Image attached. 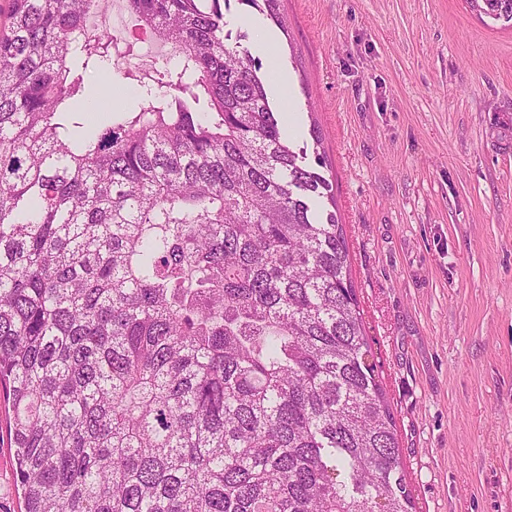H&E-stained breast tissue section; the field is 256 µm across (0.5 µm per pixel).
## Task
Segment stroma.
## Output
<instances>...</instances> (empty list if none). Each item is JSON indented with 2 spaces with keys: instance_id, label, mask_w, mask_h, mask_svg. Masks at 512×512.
Wrapping results in <instances>:
<instances>
[{
  "instance_id": "1",
  "label": "stroma",
  "mask_w": 512,
  "mask_h": 512,
  "mask_svg": "<svg viewBox=\"0 0 512 512\" xmlns=\"http://www.w3.org/2000/svg\"><path fill=\"white\" fill-rule=\"evenodd\" d=\"M233 0L295 148L336 182L356 292L417 512H512V22L466 0ZM120 62L77 67L136 109ZM9 439L0 512H24Z\"/></svg>"
}]
</instances>
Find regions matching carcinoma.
<instances>
[{"label": "carcinoma", "instance_id": "1", "mask_svg": "<svg viewBox=\"0 0 512 512\" xmlns=\"http://www.w3.org/2000/svg\"><path fill=\"white\" fill-rule=\"evenodd\" d=\"M126 2L180 67L125 74L139 109L81 137L72 53L108 57L100 0H10L0 24V391L25 512H416L324 154L290 146L230 0ZM468 2L512 21V0Z\"/></svg>", "mask_w": 512, "mask_h": 512}]
</instances>
